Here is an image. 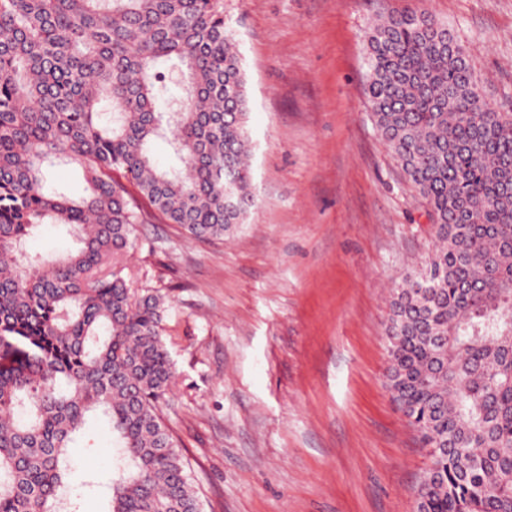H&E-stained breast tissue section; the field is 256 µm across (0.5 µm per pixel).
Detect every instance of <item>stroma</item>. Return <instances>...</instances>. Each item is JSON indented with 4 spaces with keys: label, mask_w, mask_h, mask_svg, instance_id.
<instances>
[{
    "label": "stroma",
    "mask_w": 512,
    "mask_h": 512,
    "mask_svg": "<svg viewBox=\"0 0 512 512\" xmlns=\"http://www.w3.org/2000/svg\"><path fill=\"white\" fill-rule=\"evenodd\" d=\"M428 11L512 110V0H224L243 61L255 206L221 240L138 227L123 258L162 288L176 366L165 417L203 512H415L428 467L386 384L394 288L434 237L364 96L377 15ZM104 419L71 455L104 512Z\"/></svg>",
    "instance_id": "1"
}]
</instances>
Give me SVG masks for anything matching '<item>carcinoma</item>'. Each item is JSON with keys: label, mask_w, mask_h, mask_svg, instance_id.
Segmentation results:
<instances>
[{"label": "carcinoma", "mask_w": 512, "mask_h": 512, "mask_svg": "<svg viewBox=\"0 0 512 512\" xmlns=\"http://www.w3.org/2000/svg\"><path fill=\"white\" fill-rule=\"evenodd\" d=\"M224 0H0V512H79L68 448L102 413L106 512H201L161 414L168 298L118 258L158 218L222 239L254 206L247 99ZM375 126L436 244L389 302L387 385L430 464L416 512H512V113L426 11L366 35ZM175 60L184 90L156 107ZM169 133L179 164L151 154ZM61 162L87 195L51 185ZM57 224L78 247L31 255Z\"/></svg>", "instance_id": "1"}]
</instances>
